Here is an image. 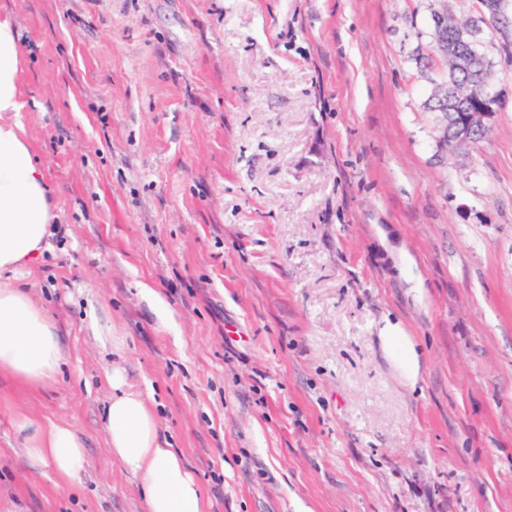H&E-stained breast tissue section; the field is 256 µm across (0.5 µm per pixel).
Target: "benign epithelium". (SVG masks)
I'll return each mask as SVG.
<instances>
[{"instance_id":"obj_1","label":"benign epithelium","mask_w":512,"mask_h":512,"mask_svg":"<svg viewBox=\"0 0 512 512\" xmlns=\"http://www.w3.org/2000/svg\"><path fill=\"white\" fill-rule=\"evenodd\" d=\"M472 18L485 23L487 28L495 33L507 30L512 26V3L509 0H499L496 11L490 15L483 7L478 6ZM453 59L456 70L461 73H484L480 59L470 50L453 55ZM494 81V74H487V79L482 81L481 92L477 95L476 107L458 115V119L453 123H448V113H436L435 131L441 149L463 150L477 137L493 128L501 102L500 94L491 92Z\"/></svg>"}]
</instances>
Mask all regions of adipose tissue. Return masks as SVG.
I'll list each match as a JSON object with an SVG mask.
<instances>
[{
    "label": "adipose tissue",
    "instance_id": "obj_1",
    "mask_svg": "<svg viewBox=\"0 0 512 512\" xmlns=\"http://www.w3.org/2000/svg\"><path fill=\"white\" fill-rule=\"evenodd\" d=\"M17 33L0 15V273L35 263L50 247L55 219L50 194L17 115L26 103L17 84ZM378 340L403 369L410 385L420 380V359L410 337L395 324ZM63 349L52 319L27 290L0 285V374L40 388L56 381ZM111 387L106 408L107 446L113 459L138 478L145 512H205L201 487L182 455L160 434L148 396L129 388L120 368L106 374ZM30 458L50 464L67 482L80 479L85 447L67 424L19 415Z\"/></svg>",
    "mask_w": 512,
    "mask_h": 512
}]
</instances>
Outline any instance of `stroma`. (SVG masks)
I'll list each match as a JSON object with an SVG mask.
<instances>
[{"instance_id": "stroma-1", "label": "stroma", "mask_w": 512, "mask_h": 512, "mask_svg": "<svg viewBox=\"0 0 512 512\" xmlns=\"http://www.w3.org/2000/svg\"><path fill=\"white\" fill-rule=\"evenodd\" d=\"M57 223L17 274L52 385L0 376V512H142L105 373L148 395L206 512H512V65L443 153L428 0H0ZM123 340L102 348L90 313ZM416 344L410 389L378 329ZM68 424L80 481L17 417Z\"/></svg>"}]
</instances>
